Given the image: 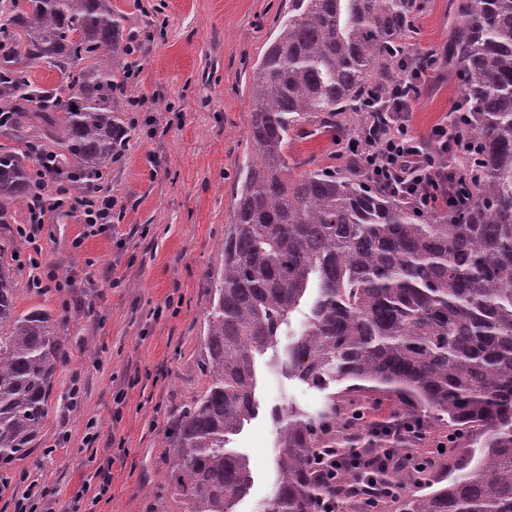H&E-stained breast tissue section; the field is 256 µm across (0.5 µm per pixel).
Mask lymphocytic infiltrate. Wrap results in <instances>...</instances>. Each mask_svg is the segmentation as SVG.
Masks as SVG:
<instances>
[{
	"label": "lymphocytic infiltrate",
	"instance_id": "1",
	"mask_svg": "<svg viewBox=\"0 0 512 512\" xmlns=\"http://www.w3.org/2000/svg\"><path fill=\"white\" fill-rule=\"evenodd\" d=\"M433 64L424 56L402 85L393 88L387 98L391 116L388 125L375 130L368 142L350 140L345 152L350 160L373 181L408 197L423 212L440 206H462L460 195L449 193L450 182L465 173L464 161L476 155L478 145L472 140L449 141L448 129L437 125L431 145H424L410 130L408 113L419 93L422 74Z\"/></svg>",
	"mask_w": 512,
	"mask_h": 512
}]
</instances>
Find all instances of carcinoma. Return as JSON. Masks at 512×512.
Instances as JSON below:
<instances>
[{"label": "carcinoma", "mask_w": 512, "mask_h": 512, "mask_svg": "<svg viewBox=\"0 0 512 512\" xmlns=\"http://www.w3.org/2000/svg\"><path fill=\"white\" fill-rule=\"evenodd\" d=\"M417 0H289L252 75L246 166L207 283L206 391L167 431L169 479L188 512H235L252 474L233 437L259 414L258 360L300 316L269 367L318 390L309 411L273 407L276 481L260 512H512V0H460L445 54L463 75L477 163L458 210L421 213L352 165L291 173L288 135L303 122L360 137L405 72ZM112 0H0V220L28 201L31 166L53 159L79 197L125 144L112 63L132 53ZM65 84L34 85L30 62ZM51 316L17 311L0 246V464L36 447L58 365ZM447 430L446 476L384 464L366 395ZM390 492L364 503L363 474Z\"/></svg>", "instance_id": "carcinoma-1"}]
</instances>
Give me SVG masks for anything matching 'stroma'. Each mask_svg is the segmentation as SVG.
<instances>
[{
	"label": "stroma",
	"mask_w": 512,
	"mask_h": 512,
	"mask_svg": "<svg viewBox=\"0 0 512 512\" xmlns=\"http://www.w3.org/2000/svg\"><path fill=\"white\" fill-rule=\"evenodd\" d=\"M405 34L408 52L435 63L411 105L410 127L429 140L460 103L461 81L442 54L457 0H420ZM141 66L119 97L127 140L97 187L121 212L92 235L81 208L50 213L37 246L17 232L26 208L0 225L18 256L19 309L49 312L68 346L49 413L30 455L0 467V512H187L165 479L167 429L208 387L200 361L205 283L220 264L242 172L252 155V70L277 33L288 0H112ZM138 106H131V99ZM288 161L295 172L344 169L332 133L295 126ZM41 287H34L33 277ZM276 350L265 358L273 360ZM258 371V416L235 446L250 462L253 484L237 512H257L275 481L270 407L292 402L318 409L326 394ZM82 388L71 402V385ZM95 431L94 442L85 439ZM108 492L96 497L99 471Z\"/></svg>",
	"instance_id": "stroma-1"
}]
</instances>
